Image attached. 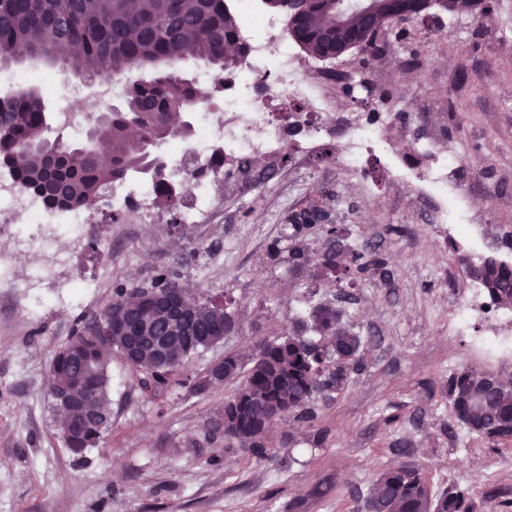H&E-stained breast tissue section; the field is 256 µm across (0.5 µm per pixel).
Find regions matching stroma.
Returning <instances> with one entry per match:
<instances>
[{
    "mask_svg": "<svg viewBox=\"0 0 512 512\" xmlns=\"http://www.w3.org/2000/svg\"><path fill=\"white\" fill-rule=\"evenodd\" d=\"M412 49L418 64L407 69ZM338 64L372 80L369 109L391 116V154L423 166L414 138L432 132L463 160L457 177L473 215L485 228L512 231V0H494L477 17L389 31L385 57L353 52ZM46 75L68 90L63 97L47 91L53 112L98 92L64 67L25 62L0 68V96ZM267 166L261 158L245 171L225 163L209 181L218 212L208 224L178 225V212L163 207L151 224L127 215L115 222L104 206L80 237L60 233L68 277L103 281L79 305L50 303L55 281L42 283L40 308L22 289L0 285V512H365L377 474L396 466L425 472L436 493L468 489L475 512H502L512 500V441L493 445L470 434L448 399L457 369L486 367L471 357L469 337L448 332L462 262L511 261L512 250L494 249L477 231L449 242L385 159L372 155L360 171H345L334 140L303 163H276L271 174ZM311 205L382 257L383 271L342 287L314 268L293 269L287 254L270 259L285 217ZM162 267L196 294L234 300L236 330L194 355L187 374L229 353L249 357L304 317L314 294L349 297L346 315L364 338L361 371L342 392L316 397L314 423L278 420L260 457L207 434L226 387L197 393L173 384L155 394L115 359L112 428L74 457L47 387L51 359L77 318L106 307L116 283L148 286Z\"/></svg>",
    "mask_w": 512,
    "mask_h": 512,
    "instance_id": "35a3bbf8",
    "label": "stroma"
}]
</instances>
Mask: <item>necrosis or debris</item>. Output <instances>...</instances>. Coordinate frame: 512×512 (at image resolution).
Segmentation results:
<instances>
[{
  "label": "necrosis or debris",
  "instance_id": "necrosis-or-debris-1",
  "mask_svg": "<svg viewBox=\"0 0 512 512\" xmlns=\"http://www.w3.org/2000/svg\"><path fill=\"white\" fill-rule=\"evenodd\" d=\"M257 27L245 41L248 45V66L230 84H223L215 72L199 74L201 83L210 85L220 97L223 109L203 113L190 140L170 143L169 181L186 196L188 203L181 209L185 224H202L214 213L216 202L205 181L191 178L193 168L217 154L248 158L256 155L274 160L291 146L293 135L288 124L274 119L268 103H303L300 118L302 131L313 134L322 131L329 119L332 102L324 81L307 80L300 72L295 47L282 32L277 17L258 18ZM386 127L382 120L357 117L341 141V165L358 170L369 153L387 150ZM419 153L429 159L425 173L399 169L400 183L414 198H437L442 206L436 209L433 221L453 223L455 232L467 230V199L460 187L452 184L448 174L458 165V158L446 148L427 140L416 144ZM157 198L156 187L149 182L131 179L114 184L107 199L113 210L121 211L136 203L135 220L140 224L153 221L151 205ZM90 214L81 209L48 208L42 198L8 178H0V236L15 239L18 247H37L45 251L46 259L39 280L54 279L66 256L54 251L55 230L66 227L70 232H82ZM486 307L485 290L478 281H470L462 302L448 321L455 335L471 338V351L484 361L512 359V310L497 311L499 324L483 335H472L474 320Z\"/></svg>",
  "mask_w": 512,
  "mask_h": 512
}]
</instances>
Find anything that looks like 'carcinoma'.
<instances>
[{"label":"carcinoma","instance_id":"carcinoma-1","mask_svg":"<svg viewBox=\"0 0 512 512\" xmlns=\"http://www.w3.org/2000/svg\"><path fill=\"white\" fill-rule=\"evenodd\" d=\"M229 0H0V58L17 64L43 58L64 66L72 60L83 63L86 80L111 81L140 69L146 76L123 84V106L97 114L83 138L69 141L45 136L53 118L37 86L22 88L0 97V168L12 179L40 194L58 209L93 211L105 200L112 183L142 174L159 155L158 148L175 137L191 138L193 127L182 126L176 116L209 101L200 84L185 77L177 64L186 59L205 63L229 83L247 54L239 35V23ZM266 7L287 18L286 34L303 52L320 60H336L354 50L380 54L382 35L398 24L427 20L439 11L437 0H383L370 26L354 20L336 36L332 0H262ZM453 16L488 13L492 0H454ZM347 93L358 85L373 96L370 81L350 72H333ZM156 169L151 181L157 199L175 209L179 196L168 183L169 157ZM323 225L326 237L343 235L329 223L321 207L293 212L286 218L282 237L270 255L288 251L292 262L311 265L337 282L358 274L374 273L384 262L368 250L347 249L334 256L310 244L306 233ZM466 273L480 280L496 307H512V263L486 258L478 264L461 259ZM175 281L165 269L156 272L149 304L130 301L126 288L114 287L112 301L99 317L75 321L69 342L58 350L50 365V390L61 383L78 384L90 369L98 374V386L89 402L103 416L81 436L65 433L77 417L71 413L59 420L67 448L80 455L96 447L111 426L108 367L112 354L123 356L120 341L105 337L103 329L124 322L141 326L134 357L124 360L143 375L146 390L165 386L191 356L208 346L234 324V318L217 299L197 297L189 288H179L174 297L189 307L179 321L169 319L167 294ZM173 336L179 362L169 366L157 361L148 336ZM363 338L345 319V311L325 300L315 304L307 317L295 321L288 334L257 347L249 362L227 354L196 376L192 389L203 392L219 375L233 385L224 408L211 421L209 434L222 436L239 446L265 452V439L272 417L290 414L306 422L315 420L311 400L321 392H340L350 373L361 367L358 354L346 355L337 348H359ZM457 420L470 432L492 444L512 440V387L494 396L475 386L473 370L464 367L448 383ZM375 512H473L468 492L450 487L431 493L424 474L406 466L381 471L369 495Z\"/></svg>","mask_w":512,"mask_h":512}]
</instances>
